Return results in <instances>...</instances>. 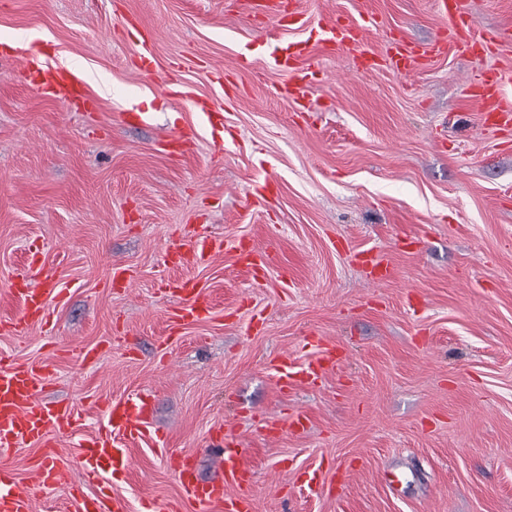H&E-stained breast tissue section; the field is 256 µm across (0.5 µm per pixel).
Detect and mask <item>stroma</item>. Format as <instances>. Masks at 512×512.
<instances>
[{"label":"stroma","mask_w":512,"mask_h":512,"mask_svg":"<svg viewBox=\"0 0 512 512\" xmlns=\"http://www.w3.org/2000/svg\"><path fill=\"white\" fill-rule=\"evenodd\" d=\"M280 29L252 0H0V322L21 311L8 281L33 259L67 289L46 323L0 329V354L45 364L44 398L80 421L53 438L75 453L104 402L153 399L158 440L132 443L113 490L128 512L178 500L170 455L219 473L231 427L254 472L253 512H512V128L488 124L465 81L512 69L448 49L427 67L359 65L313 48L306 101L276 95L260 40H316L319 22L377 19L369 46L427 44L447 24L434 0H283ZM42 32L45 65L86 72L67 106L30 90L9 57ZM150 39L155 68L136 70ZM224 113L214 131L193 101ZM188 134L186 153L168 140ZM224 242L209 264L174 265L182 238ZM275 245L266 271L240 243ZM388 260L370 280L361 254ZM128 268L130 288L106 282ZM201 282L205 320L171 330L165 286ZM102 348L99 363L82 360ZM345 351L319 386L280 393L272 361ZM305 414L303 435L265 420ZM318 469L329 484L309 489Z\"/></svg>","instance_id":"1"}]
</instances>
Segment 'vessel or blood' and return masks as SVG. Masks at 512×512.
Returning a JSON list of instances; mask_svg holds the SVG:
<instances>
[{
  "label": "vessel or blood",
  "mask_w": 512,
  "mask_h": 512,
  "mask_svg": "<svg viewBox=\"0 0 512 512\" xmlns=\"http://www.w3.org/2000/svg\"><path fill=\"white\" fill-rule=\"evenodd\" d=\"M436 2L442 17L448 18L451 24L455 49L465 54L495 49L499 42L497 32L476 30L467 0ZM318 29L316 41H283L266 51V69L290 75L288 83L281 88L282 93L304 96L310 72L300 68L299 63L310 54L313 45L331 51L346 50L365 63L375 62L374 51L365 44V28L348 26L336 18L319 23ZM444 46L441 40L427 46L400 42L389 49L387 61L391 68L404 70L413 64H423ZM38 58V53L33 52L16 60L28 87L70 101L86 99V85L76 73L43 66ZM507 81H512L511 73L490 71L466 81L462 93L466 99L477 102L481 111L512 117V97L500 90ZM223 247V241L198 236L175 250L172 257L181 263H205L222 252ZM9 289L22 301L20 314L10 324L18 333L42 321L51 302L62 301L66 295L56 271L43 264L35 266L32 274L21 280L11 281ZM170 291L180 299L170 316L173 328L192 325L209 314V296L199 282L182 281L171 286ZM344 359V354L333 347L321 350L313 360L298 367L289 364L286 358H277L274 361L277 386L285 392L300 381L317 384ZM43 374L41 364L0 357V450L27 443L42 448L53 458L49 466L40 469L23 485L17 483L12 473L0 469V512H31L34 500L57 486L70 489L75 512H126L123 499L113 492L107 479L122 476L130 468V452L119 446L118 441L148 434L154 414L151 399L139 394L107 401L103 428L84 442L75 458L61 457L55 453L51 434L73 428L78 415L72 406L41 400ZM211 442L218 450L220 478L202 479L191 458L170 456L168 465L178 481L180 497L175 501L152 499L147 505L148 512H252L253 472L244 461L234 431L225 429L212 436Z\"/></svg>",
  "instance_id": "vessel-or-blood-1"
}]
</instances>
